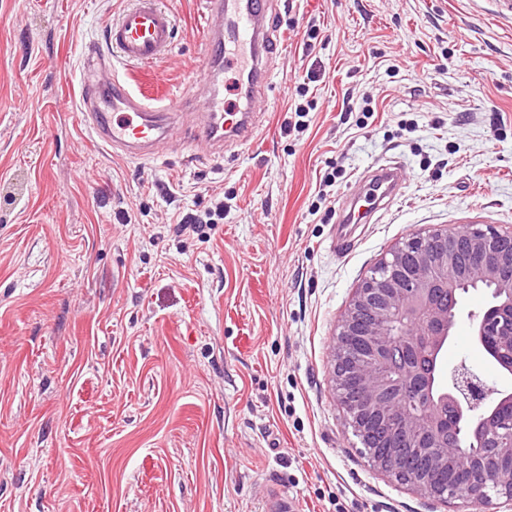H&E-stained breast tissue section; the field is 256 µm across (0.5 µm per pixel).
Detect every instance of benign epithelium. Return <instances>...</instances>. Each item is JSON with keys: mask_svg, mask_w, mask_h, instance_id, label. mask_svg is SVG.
Segmentation results:
<instances>
[{"mask_svg": "<svg viewBox=\"0 0 512 512\" xmlns=\"http://www.w3.org/2000/svg\"><path fill=\"white\" fill-rule=\"evenodd\" d=\"M467 283L493 288L477 335L511 353L512 228L440 225L395 245L356 288L338 321L334 390L376 470L424 498L512 512V416L484 413L499 390L465 364L448 387L437 385ZM450 410L475 420L496 448L491 458L474 456L465 476L454 467L464 448L444 427Z\"/></svg>", "mask_w": 512, "mask_h": 512, "instance_id": "benign-epithelium-1", "label": "benign epithelium"}]
</instances>
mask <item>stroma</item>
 Here are the masks:
<instances>
[{"mask_svg": "<svg viewBox=\"0 0 512 512\" xmlns=\"http://www.w3.org/2000/svg\"><path fill=\"white\" fill-rule=\"evenodd\" d=\"M162 2L169 53L97 71L98 93L128 72L182 102L177 137L142 160L78 110L125 0H0V512H455L370 465L332 355L393 245L512 225V0H272L268 98L220 156L190 117L204 0ZM303 82L316 108L288 135ZM392 162L403 196L337 252L344 196ZM218 200L222 223L175 232ZM490 301L463 295L442 361L512 391L474 334Z\"/></svg>", "mask_w": 512, "mask_h": 512, "instance_id": "1", "label": "stroma"}]
</instances>
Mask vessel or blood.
Here are the masks:
<instances>
[{
  "label": "vessel or blood",
  "instance_id": "obj_1",
  "mask_svg": "<svg viewBox=\"0 0 512 512\" xmlns=\"http://www.w3.org/2000/svg\"><path fill=\"white\" fill-rule=\"evenodd\" d=\"M209 17L223 20L222 27L206 29L207 65L219 69L233 65L239 71L238 102L220 112L217 96H209L205 111L196 113L195 124L215 154L226 141H247L253 136L251 110L267 83L279 46L268 22V0H206ZM176 35L173 14L161 0H129L108 28L109 48L127 65H147L163 58ZM87 125L107 147L129 158L154 157L161 144L172 140L182 124V105L163 102L128 78L113 77L105 98L82 95L79 106ZM402 176L391 168L380 169L369 193L351 201L341 216L342 224H367L372 215L400 193Z\"/></svg>",
  "mask_w": 512,
  "mask_h": 512
}]
</instances>
